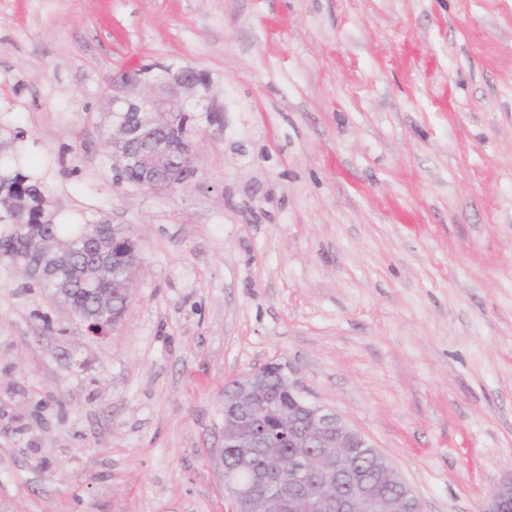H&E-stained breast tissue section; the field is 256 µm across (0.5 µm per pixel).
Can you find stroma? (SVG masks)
<instances>
[{"mask_svg":"<svg viewBox=\"0 0 512 512\" xmlns=\"http://www.w3.org/2000/svg\"><path fill=\"white\" fill-rule=\"evenodd\" d=\"M212 77L202 183L115 185L112 77ZM137 243L103 338L0 264V512H226L224 383L289 366L423 512L512 471V0H0V126Z\"/></svg>","mask_w":512,"mask_h":512,"instance_id":"1","label":"stroma"}]
</instances>
